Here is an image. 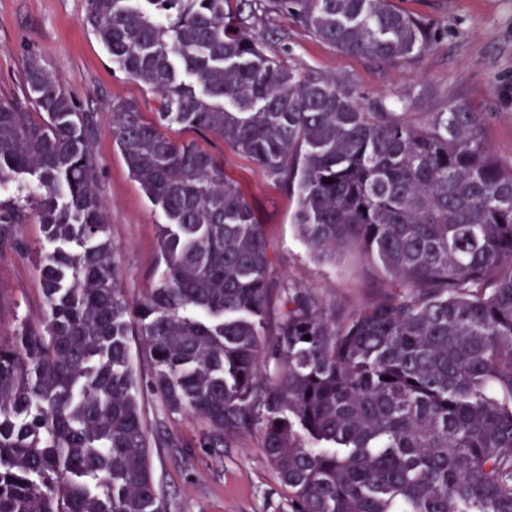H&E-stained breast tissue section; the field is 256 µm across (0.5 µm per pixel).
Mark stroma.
Returning <instances> with one entry per match:
<instances>
[{
	"mask_svg": "<svg viewBox=\"0 0 512 512\" xmlns=\"http://www.w3.org/2000/svg\"><path fill=\"white\" fill-rule=\"evenodd\" d=\"M395 8L428 21L440 39L408 65H378L346 56L315 38L293 19L271 14L255 30L269 54L300 72L347 87L363 104L392 110L440 112L462 103L486 113L488 138L496 155L512 160V0H392ZM86 0H0V93L23 98L22 65L41 56L59 75L78 111L92 113L93 151L98 162L97 193L104 220L117 248L122 286L135 301L151 288L159 260L157 226L165 216L132 179L112 142L113 103L133 100L153 123L165 102L113 65L87 27ZM171 139L193 141L224 162L258 213L277 262L274 276L312 290L326 307L357 309L374 299L389 276L355 252L336 261L317 260L300 238L291 216L296 198L288 186L270 178L251 157L224 141L183 126L163 127ZM20 249L0 251V334L12 335L21 321L38 320L43 294L37 266L45 249L40 224L21 225ZM144 416L152 435L170 444L151 446L154 478L168 512H288V490L262 449V432L253 429L223 448L208 447L204 429L187 416H172L151 391V366L135 358Z\"/></svg>",
	"mask_w": 512,
	"mask_h": 512,
	"instance_id": "35a3bbf8",
	"label": "stroma"
}]
</instances>
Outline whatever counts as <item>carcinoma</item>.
Wrapping results in <instances>:
<instances>
[{
    "label": "carcinoma",
    "mask_w": 512,
    "mask_h": 512,
    "mask_svg": "<svg viewBox=\"0 0 512 512\" xmlns=\"http://www.w3.org/2000/svg\"><path fill=\"white\" fill-rule=\"evenodd\" d=\"M234 7H229V4ZM344 55L409 64L438 39L391 0H86L112 62L165 99L112 104V141L165 215L159 270L120 287L93 118L36 55L0 95V249L42 225V318L0 339V512H166L132 367L221 448L255 427L288 512H512V162L486 115L374 112L266 53L260 13ZM213 135L297 187L299 236L391 278L355 311L273 276L224 162L158 129ZM333 183H327V179ZM310 339H304V336Z\"/></svg>",
    "instance_id": "1"
}]
</instances>
